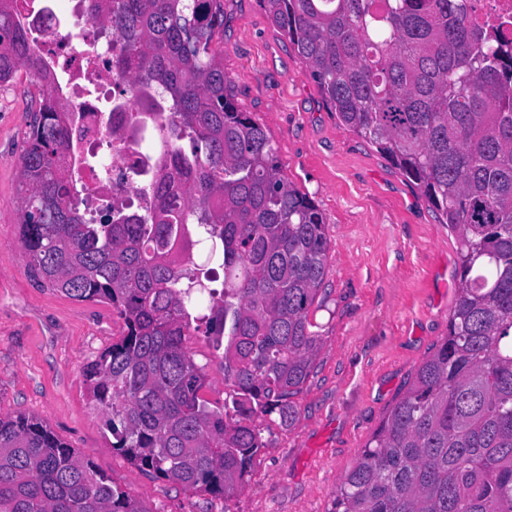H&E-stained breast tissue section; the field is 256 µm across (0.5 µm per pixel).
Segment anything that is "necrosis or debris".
<instances>
[{
  "label": "necrosis or debris",
  "mask_w": 512,
  "mask_h": 512,
  "mask_svg": "<svg viewBox=\"0 0 512 512\" xmlns=\"http://www.w3.org/2000/svg\"><path fill=\"white\" fill-rule=\"evenodd\" d=\"M16 0L15 9L28 32L29 43L48 64L41 84L51 86L57 107L77 116L74 151L105 159V169L76 170L79 201L95 207L112 201L131 210L149 209L152 197L141 195L135 170L148 153V135L139 133L116 89V60L123 44L109 26L92 15V0ZM472 23L495 30L512 45V0H472Z\"/></svg>",
  "instance_id": "necrosis-or-debris-1"
}]
</instances>
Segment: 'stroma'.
<instances>
[{"label": "stroma", "instance_id": "obj_1", "mask_svg": "<svg viewBox=\"0 0 512 512\" xmlns=\"http://www.w3.org/2000/svg\"><path fill=\"white\" fill-rule=\"evenodd\" d=\"M224 70L271 133L285 177L326 219L328 272L310 313L321 345L292 398L295 423L261 417L264 446L227 500L154 478L114 450L84 371L124 323L108 304L41 287L19 237L17 158L38 94L25 73L0 85V416L40 419L150 512H329L340 478L448 334L456 241L417 186L340 125L261 0H224ZM186 345L205 368L202 397L222 406L223 348L202 330Z\"/></svg>", "mask_w": 512, "mask_h": 512}]
</instances>
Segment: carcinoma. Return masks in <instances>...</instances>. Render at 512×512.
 I'll return each mask as SVG.
<instances>
[{"label":"carcinoma","instance_id":"cac0c4a2","mask_svg":"<svg viewBox=\"0 0 512 512\" xmlns=\"http://www.w3.org/2000/svg\"><path fill=\"white\" fill-rule=\"evenodd\" d=\"M341 125L394 163L457 241L448 334L343 476L332 512H512V52L470 0H262ZM123 41L131 113L159 154V205L82 210L70 116L49 87L18 156L20 240L38 280L111 305L124 335L85 370L112 448L153 476L234 496L257 420L306 383L330 242L224 71L223 0H94ZM42 63L0 0V82ZM207 249L199 265L193 249ZM222 270L221 289L209 287ZM224 345V405L201 398L192 323ZM0 512H149L33 416H0Z\"/></svg>","mask_w":512,"mask_h":512}]
</instances>
